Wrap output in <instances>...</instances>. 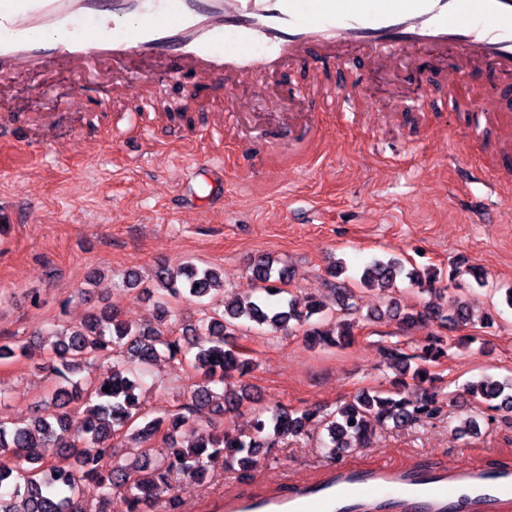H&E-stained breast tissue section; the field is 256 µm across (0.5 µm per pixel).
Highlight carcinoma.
<instances>
[{
    "label": "carcinoma",
    "instance_id": "obj_1",
    "mask_svg": "<svg viewBox=\"0 0 512 512\" xmlns=\"http://www.w3.org/2000/svg\"><path fill=\"white\" fill-rule=\"evenodd\" d=\"M286 269L275 270L273 261L261 259L252 267L260 283L257 293L234 296L224 301L223 310H212L205 299L224 291V271L185 262L173 269L161 266L153 287L155 323H129L106 306L92 311L79 322L59 320L47 330L52 338L54 359L44 370L52 386L38 412L29 421L0 420V451L12 459L0 463V512H106L110 490L122 488L127 512H144L147 501L168 495L170 512H180L173 485L183 478L202 482L211 465L253 466L263 449L284 435L307 432L313 420L328 432L326 447L336 456L353 450L373 433L374 422H392L397 428L433 419L443 412L438 391L424 383L434 379L429 369L443 355L441 339L433 338L422 348L412 383L400 381L389 389L363 392L329 411L321 406L300 411L278 409L257 412L246 433H217L195 426L193 412L214 405L220 412L234 409L243 399L242 390L228 383L236 372L247 375L253 359L232 343L244 323L267 326L274 332L302 331L311 346L336 347L355 340L357 312L353 288L374 287L384 296L406 277L419 287L431 286L435 276L404 273L403 264L390 258L375 260L359 277L334 285L335 305L328 307L308 297L300 302L285 297ZM197 304L199 317L185 332L174 330L177 321L175 299ZM440 316V310L424 307L402 316L403 324ZM468 297L455 295L450 319L459 325L473 320ZM27 356V346L14 336H0V361ZM391 365L407 373L413 356L395 346L388 349ZM162 359L178 360L198 378L185 402L174 408L143 409L136 390L144 376ZM110 391H103V387ZM467 392L480 403L496 410H512V383L483 377L470 384ZM184 432L189 441L178 445L176 435ZM161 440L168 453L152 457V442ZM125 443L126 457L112 459V449ZM43 448L57 449L70 460L61 468L44 457ZM88 484L98 489L96 502L85 498Z\"/></svg>",
    "mask_w": 512,
    "mask_h": 512
}]
</instances>
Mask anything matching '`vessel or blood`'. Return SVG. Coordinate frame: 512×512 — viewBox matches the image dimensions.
<instances>
[{
  "label": "vessel or blood",
  "instance_id": "obj_1",
  "mask_svg": "<svg viewBox=\"0 0 512 512\" xmlns=\"http://www.w3.org/2000/svg\"><path fill=\"white\" fill-rule=\"evenodd\" d=\"M449 80L493 76L473 110L492 130L495 171L512 179V0H0V74L63 69L103 72L106 98L137 94L163 107L147 73L199 83L271 81L301 67L315 73L304 94L329 112L362 108L355 87L368 72L409 70L419 56ZM0 111V145L36 144L58 128ZM313 121L247 133L249 155L272 143L314 137ZM221 512H512V470L460 463L412 468L341 463L322 480L289 481L261 495H226Z\"/></svg>",
  "mask_w": 512,
  "mask_h": 512
}]
</instances>
